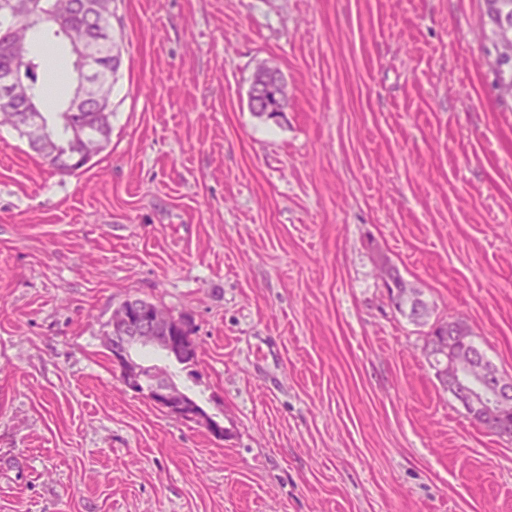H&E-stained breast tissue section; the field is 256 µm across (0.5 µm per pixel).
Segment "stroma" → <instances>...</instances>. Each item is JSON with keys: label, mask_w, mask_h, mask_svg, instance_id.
I'll return each instance as SVG.
<instances>
[{"label": "stroma", "mask_w": 512, "mask_h": 512, "mask_svg": "<svg viewBox=\"0 0 512 512\" xmlns=\"http://www.w3.org/2000/svg\"><path fill=\"white\" fill-rule=\"evenodd\" d=\"M112 134L52 170L0 126V512H512V438L440 384L464 318L512 376V101L482 0H117ZM290 99L248 105L260 64ZM141 298L184 365L134 359L223 426L127 387L105 345ZM386 276L387 280L385 281V284L383 286L384 288H386L388 298L391 304L395 307V309L398 312L408 316L409 318H412L414 317L415 314L413 312L411 313V309L415 307L417 311V319L423 316V314L425 313L424 309H428L430 315V307L427 306L426 304L424 305V308L422 307V304L427 302L424 298L423 291L415 284L407 283V281L402 276V274L400 273L399 269L396 266L390 265V267L386 269ZM405 287L406 291L401 296V303L403 304V307L406 310V312L411 313L409 315L405 313V311L402 309L401 304L398 303L395 298L396 292L401 288Z\"/></svg>", "instance_id": "35a3bbf8"}]
</instances>
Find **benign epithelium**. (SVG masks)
Segmentation results:
<instances>
[{
    "mask_svg": "<svg viewBox=\"0 0 512 512\" xmlns=\"http://www.w3.org/2000/svg\"><path fill=\"white\" fill-rule=\"evenodd\" d=\"M0 15L8 17L13 24L27 23L32 13L28 0H0ZM493 38L502 52L512 51L506 45L512 43V24L504 21L495 25ZM0 50L8 55L11 63L9 73L0 77V101L11 104L21 113L19 125L26 133L37 128L32 113L38 111L35 103L25 95L14 79V74L25 71L31 65L29 44L12 39L9 29L0 31ZM71 53L78 61L80 79L70 96V107L76 111L81 106L92 108L94 112L112 111V100L96 94L97 86L104 76L97 74V51L91 40H86L70 47ZM276 75L272 66H264L257 71L253 85L257 88L253 108L257 112L273 111L264 100L260 99V90L265 83ZM401 303L406 312L416 309L417 317H422L425 303L423 291L409 283L401 296ZM187 322L179 320L164 311L158 305L134 298L124 301L112 313L109 346L112 348V362L121 371L126 385L142 383L144 367L131 356V349L136 346H153L175 357L192 355L196 345L191 343L193 337L185 335ZM467 335L465 326L457 331L448 332L443 337L439 357L441 362L435 374L441 381L457 391V401L473 419H497V430L507 435L509 417L512 416V377L486 368L484 360L477 353H464L457 348L458 336ZM150 399L160 408L185 421L203 423L216 438L224 436V428L210 419L196 405L187 399V395L168 381L153 383L148 390Z\"/></svg>",
    "mask_w": 512,
    "mask_h": 512,
    "instance_id": "7a95c632",
    "label": "benign epithelium"
}]
</instances>
